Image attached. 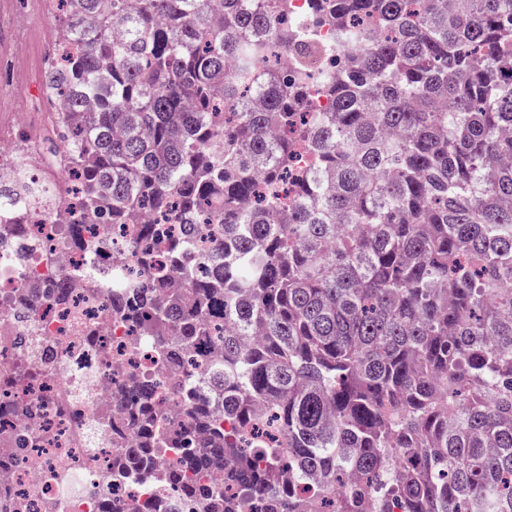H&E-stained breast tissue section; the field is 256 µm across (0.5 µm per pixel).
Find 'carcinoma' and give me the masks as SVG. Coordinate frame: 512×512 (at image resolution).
Here are the masks:
<instances>
[{
    "label": "carcinoma",
    "mask_w": 512,
    "mask_h": 512,
    "mask_svg": "<svg viewBox=\"0 0 512 512\" xmlns=\"http://www.w3.org/2000/svg\"><path fill=\"white\" fill-rule=\"evenodd\" d=\"M223 2L58 0L71 50L43 76L83 208L182 225L145 226L165 264L134 249L142 277L112 300L165 361L211 366L218 396L189 406L211 438L176 475L201 512H240L205 487L217 459L266 512H512V0H309L293 34L290 0ZM325 25L358 45L334 71ZM275 42L297 51L289 74L258 67ZM312 90L333 110L294 123ZM62 196L0 183L24 219ZM119 403L140 410L129 455L171 445L152 382L130 377Z\"/></svg>",
    "instance_id": "cac0c4a2"
}]
</instances>
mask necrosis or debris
Wrapping results in <instances>:
<instances>
[{"label":"necrosis or debris","instance_id":"obj_1","mask_svg":"<svg viewBox=\"0 0 512 512\" xmlns=\"http://www.w3.org/2000/svg\"><path fill=\"white\" fill-rule=\"evenodd\" d=\"M24 156L35 179H68L40 143L0 148V179L12 177ZM54 212L39 209L26 224L0 212V512H111L119 502L139 512H198L194 498L171 486L159 491L156 472L180 466L190 426L189 401L198 399V373L171 376L156 343L113 312L103 281L130 264L141 224H103L93 214L74 246ZM67 283L65 303L41 296ZM130 374L160 381L158 410L174 442L152 469L132 462L112 475V458L138 435L134 417L118 414L112 394Z\"/></svg>","mask_w":512,"mask_h":512}]
</instances>
